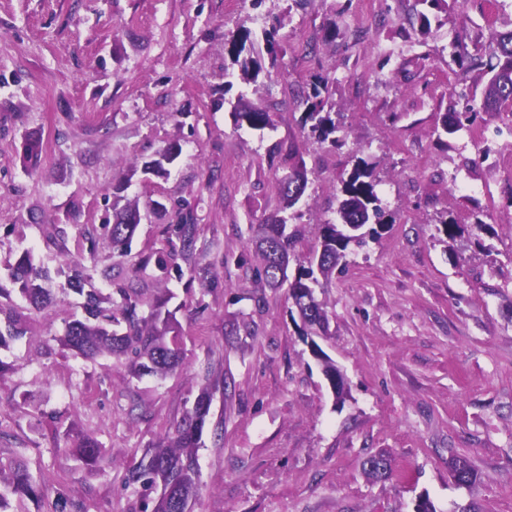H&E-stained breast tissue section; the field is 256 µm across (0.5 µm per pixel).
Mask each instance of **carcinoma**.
<instances>
[{"instance_id": "1", "label": "carcinoma", "mask_w": 512, "mask_h": 512, "mask_svg": "<svg viewBox=\"0 0 512 512\" xmlns=\"http://www.w3.org/2000/svg\"><path fill=\"white\" fill-rule=\"evenodd\" d=\"M278 28L272 26L264 31L266 53L270 62H275L281 50L277 39ZM252 31L244 26L228 42L227 53L231 65L240 68L243 80L258 83L259 76L265 71L264 59L252 55ZM490 59L488 73L490 78L484 95L482 108L487 112H499L512 107V31L495 37L489 45ZM304 105L302 126L309 127L308 137L322 145L326 142L333 147L340 146L334 137L336 112L328 93V78L313 76L310 91L301 95ZM232 114L236 123H246L252 129H263L270 125L268 113L236 103L232 105ZM181 154V147L171 143L157 152L156 158L143 166V173L159 176L169 171ZM307 185L306 169L303 166L292 168L279 180V197L283 208L291 209L303 196ZM339 223L323 224L319 227L317 242L307 259V264L299 265L297 275L288 284L289 298H295L296 288H312L320 280H329L336 273L344 272L347 267V251L350 245L362 247L365 237L374 236L378 231L373 225L381 223L382 210L375 192L373 170L369 163L360 158L349 175L341 179L339 189ZM176 223L172 231L180 241L181 252L186 257L194 255L197 241L198 218L190 206L175 211ZM140 223L138 202L128 201L123 206L112 205V222L102 225L104 234L112 246L121 247L129 243L137 225ZM298 240L296 231H286V224L279 221L267 224L253 240L254 251L260 265L253 269L257 280L270 288H280V257L295 249ZM165 273L166 263L159 258L151 261L142 259L133 269V278H126L118 284L116 294L119 299L110 305H103L93 291H85V285L92 275L85 267L76 264L70 268L68 285L70 290L86 295L83 304L84 317L71 314L65 319V332L60 338L63 347L80 354L85 359H94L101 355L125 358L130 363V373L134 377L144 375H167L181 365L182 350L176 347L175 337L178 323L175 315L161 304L150 307L148 315L137 313L140 290L137 281L149 276V266ZM44 274L32 263L28 253H23L16 263L8 268V279L18 286L23 299L34 307L52 303V298L40 284ZM298 326L302 336H319L325 333L328 315L322 303L313 300L309 310L303 311ZM26 335L22 316L16 312L8 319L4 328H0V348L19 341ZM212 395L205 387L181 419L168 432L153 451L143 457L139 463L127 469L124 486H139L143 490H160L152 500V512H192V505L199 495V469L197 448L206 427ZM70 454L78 468L93 471L112 467V456L102 448L101 443L91 436L79 439ZM364 466L375 477H384L389 473V463L382 456H370ZM448 470L459 485L468 486L478 478V473L470 461L461 456L448 459ZM52 489L43 481L36 479L25 461L14 455L0 456V512H23L12 507V500L19 502L29 499L41 506L49 498Z\"/></svg>"}]
</instances>
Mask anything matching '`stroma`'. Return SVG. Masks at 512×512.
<instances>
[{"instance_id":"stroma-1","label":"stroma","mask_w":512,"mask_h":512,"mask_svg":"<svg viewBox=\"0 0 512 512\" xmlns=\"http://www.w3.org/2000/svg\"><path fill=\"white\" fill-rule=\"evenodd\" d=\"M415 4L0 0V285L26 251L52 271L55 294L67 265L164 259L166 276L142 286L169 295L183 353L174 372L137 380L125 360L59 344L83 296L28 310L29 340L0 349V455L22 452L85 512H141L140 492L122 485L126 467L221 381L193 512H414L422 496L438 512H512V109H478L439 135L444 116L481 103L483 51L512 30V0H444L425 33ZM276 16L285 50L269 76L225 88L227 40L244 26L263 49ZM464 50L478 62L459 64ZM317 74L331 80L335 149L301 128L297 94ZM240 96L269 112L271 128L236 125ZM31 137L40 148L28 160ZM174 141L169 175L139 173ZM293 141L309 183L284 211L277 182ZM359 158L374 167L387 226L316 291L329 315L317 342L346 379L340 400L290 318L287 290L254 287L239 258L253 227L279 214L307 259L319 225L337 221L340 180ZM117 193L141 213L124 257L89 241ZM184 202L200 220L189 259L169 229ZM444 222L461 235L443 238ZM479 222L489 232L475 234ZM49 224L66 230L54 245ZM87 434L121 465L78 472L66 450ZM454 453L478 471L475 485L449 476ZM370 454L388 459V477L365 473Z\"/></svg>"}]
</instances>
